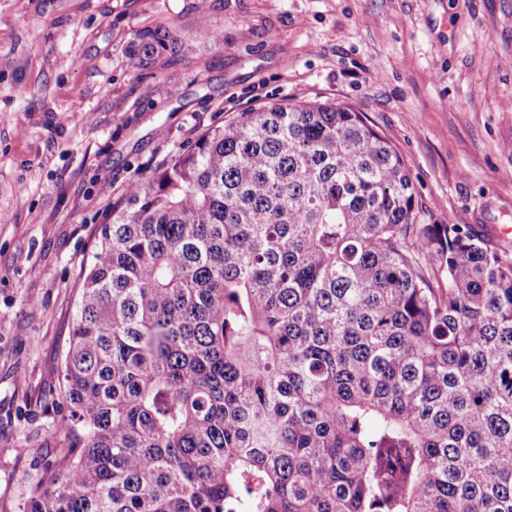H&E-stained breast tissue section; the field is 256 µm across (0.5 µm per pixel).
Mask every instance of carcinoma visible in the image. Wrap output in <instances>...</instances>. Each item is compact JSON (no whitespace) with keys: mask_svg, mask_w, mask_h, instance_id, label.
Instances as JSON below:
<instances>
[{"mask_svg":"<svg viewBox=\"0 0 512 512\" xmlns=\"http://www.w3.org/2000/svg\"><path fill=\"white\" fill-rule=\"evenodd\" d=\"M182 49L159 27L127 52ZM415 208L404 156L319 100L132 183L27 512H512V243Z\"/></svg>","mask_w":512,"mask_h":512,"instance_id":"obj_1","label":"carcinoma"}]
</instances>
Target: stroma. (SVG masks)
<instances>
[{"label":"stroma","mask_w":512,"mask_h":512,"mask_svg":"<svg viewBox=\"0 0 512 512\" xmlns=\"http://www.w3.org/2000/svg\"><path fill=\"white\" fill-rule=\"evenodd\" d=\"M158 26L185 50L140 68L126 46ZM292 97L365 113L417 223L512 231V0H0V512L54 445L95 226L204 130Z\"/></svg>","instance_id":"stroma-1"}]
</instances>
